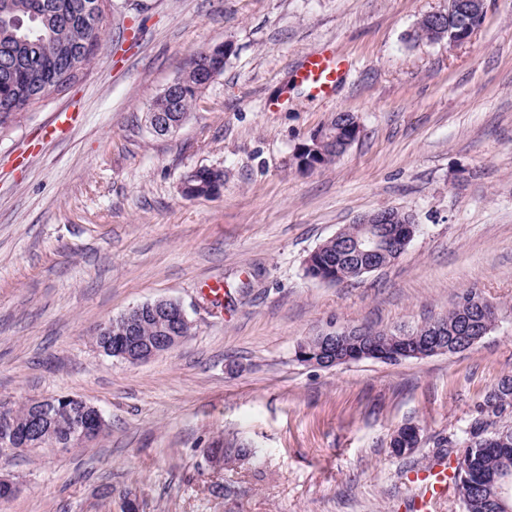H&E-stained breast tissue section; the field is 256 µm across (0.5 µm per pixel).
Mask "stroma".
<instances>
[{
  "mask_svg": "<svg viewBox=\"0 0 512 512\" xmlns=\"http://www.w3.org/2000/svg\"><path fill=\"white\" fill-rule=\"evenodd\" d=\"M448 0H109L91 65L0 137V401L80 397L107 431L76 448L0 453L20 487L0 512H412L476 403L512 376V0H486L465 42L413 43ZM235 53L182 126L156 134L152 100L192 54ZM329 52L350 69L317 100L297 79ZM61 112L77 113L67 132ZM339 112L359 138L298 169L296 149ZM224 172L188 198L182 177ZM418 231L353 283L303 275L307 256L375 210ZM224 285L216 308L200 288ZM475 288L497 308L470 349L322 369L295 347L330 325L413 327ZM158 298L192 323L173 350L131 364L99 326ZM420 428L395 455L394 430ZM237 439L256 454L215 466Z\"/></svg>",
  "mask_w": 512,
  "mask_h": 512,
  "instance_id": "stroma-1",
  "label": "stroma"
}]
</instances>
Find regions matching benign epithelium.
I'll return each mask as SVG.
<instances>
[{
    "instance_id": "benign-epithelium-1",
    "label": "benign epithelium",
    "mask_w": 512,
    "mask_h": 512,
    "mask_svg": "<svg viewBox=\"0 0 512 512\" xmlns=\"http://www.w3.org/2000/svg\"><path fill=\"white\" fill-rule=\"evenodd\" d=\"M486 0H461L457 6V18L460 29L457 31L455 42L467 40L473 29L474 23L485 15ZM219 58L215 49H207L200 55L192 57L191 68L196 70L198 78L204 83H209L216 75L219 64L215 59ZM361 132V127L356 118L351 114L343 115L342 122L336 127V132H331L324 125L310 133L306 141L297 149L296 160L299 168L311 171L319 167V159L326 156V151L335 150L336 156L343 155L356 141ZM394 217L391 209H383L369 212L358 217V224H380L382 233L387 238H393L403 244L409 243L417 233L415 224L393 225ZM148 311L158 321L163 323L162 335L151 339H142L135 335L143 312ZM188 322V317L183 307L171 300L158 299L143 307L137 306L124 314L121 323V333L125 335L124 347L117 355L130 363L146 362L162 353L172 350L183 339L181 325ZM495 326V319L484 320V327L479 331L462 326L456 329L457 342L451 346H445V341L436 340L423 351L412 349L403 338L395 339L398 343V352L394 357L405 360L412 356L424 357L428 354L441 353L446 350L456 351L472 346L475 342L488 335ZM355 328L344 325L331 326L318 336L313 349L297 350L301 362L319 367H333L362 359H370L373 352L367 348L351 349L345 343L346 337L352 335ZM81 416L71 423V426L63 429L57 425V419L53 411L59 405L52 400L39 399L32 402V415L29 424L24 431L17 430L10 414L0 412V432L4 438L0 440V446L15 453L23 452L29 448L58 447L55 437L63 434L77 440L92 441L103 434L107 427V420L101 410L93 404L81 399ZM392 441L402 444L399 452L410 451L409 444L419 442V428L416 426H402L392 436Z\"/></svg>"
}]
</instances>
